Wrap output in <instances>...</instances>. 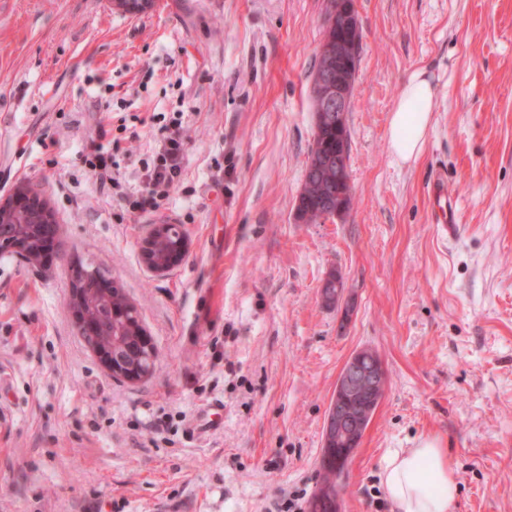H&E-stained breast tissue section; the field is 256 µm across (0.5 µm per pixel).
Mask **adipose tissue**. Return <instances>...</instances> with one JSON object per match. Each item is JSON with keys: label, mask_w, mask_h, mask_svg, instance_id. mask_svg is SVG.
Returning a JSON list of instances; mask_svg holds the SVG:
<instances>
[{"label": "adipose tissue", "mask_w": 512, "mask_h": 512, "mask_svg": "<svg viewBox=\"0 0 512 512\" xmlns=\"http://www.w3.org/2000/svg\"><path fill=\"white\" fill-rule=\"evenodd\" d=\"M433 97L424 71L413 72L392 109L390 142L397 160L406 162L419 155L431 121ZM380 482L397 512H450L458 494L448 451L433 441L391 453Z\"/></svg>", "instance_id": "obj_1"}]
</instances>
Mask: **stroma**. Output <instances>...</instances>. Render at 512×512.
<instances>
[{"mask_svg": "<svg viewBox=\"0 0 512 512\" xmlns=\"http://www.w3.org/2000/svg\"><path fill=\"white\" fill-rule=\"evenodd\" d=\"M362 31L347 124L352 205L294 219L314 138L326 0H0V200L40 186L51 265L0 259V512H308L343 365L377 352L387 387L340 482L344 512H392L394 451L438 441L452 512H512V0H353ZM435 87L418 158L389 124L409 75ZM180 113L182 175L129 211L82 164L101 138L127 194ZM444 177L459 230L442 237ZM160 224L184 260L141 257ZM108 271L159 352L113 377L78 335L72 263ZM344 283V306L320 287ZM214 429L202 428L213 403ZM171 228H176L177 246L176 250L172 252L171 255L169 256L167 262L159 260L152 255V251L155 250V242L153 237L148 239L143 245L142 256L144 262L151 269L157 272L165 271L166 269H168L169 266L171 267L172 265L178 263L180 260H182V258H184L188 249V241L186 234L180 228L168 224H161L157 227L156 232L159 235L165 236L167 231Z\"/></svg>", "mask_w": 512, "mask_h": 512, "instance_id": "obj_1", "label": "stroma"}]
</instances>
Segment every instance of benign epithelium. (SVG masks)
<instances>
[{
	"mask_svg": "<svg viewBox=\"0 0 512 512\" xmlns=\"http://www.w3.org/2000/svg\"><path fill=\"white\" fill-rule=\"evenodd\" d=\"M113 9L127 14H140L149 10L153 0H108ZM321 59L320 72L313 84V95L317 99V111L331 112L336 127H341L349 112L353 95V85L342 79V71L348 67L352 49L340 43H330L319 47ZM25 208H35L45 216L48 224L56 223L55 216L44 193L37 187L25 183L15 189L10 198L0 201V250L20 256L32 252V240L9 223L11 213ZM177 246L168 261L159 260L152 255L155 250L154 239H148L142 250L144 262L153 270L162 272L178 263L186 255L188 241L184 231L176 229ZM344 295L340 277H327L320 289L322 302L341 303ZM87 297L79 288L70 289L68 305L76 322L80 335L92 336L86 318ZM88 346L98 356L103 366L113 375L128 381H138L149 375L136 364H130L112 353V346L90 342ZM387 373L382 361L370 350L364 348L354 353L345 364L336 383V389L328 407L324 428L323 446L325 465H331L340 474L347 468L349 461L360 445L358 421L375 412L386 388ZM332 512H343V503L339 489L322 485L312 500L310 512L321 507Z\"/></svg>",
	"mask_w": 512,
	"mask_h": 512,
	"instance_id": "7a95c632",
	"label": "benign epithelium"
}]
</instances>
